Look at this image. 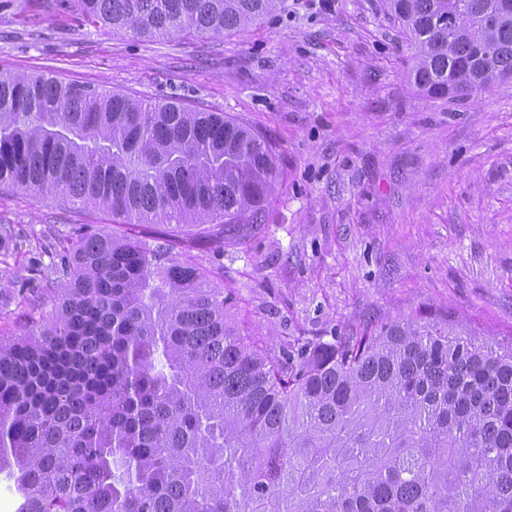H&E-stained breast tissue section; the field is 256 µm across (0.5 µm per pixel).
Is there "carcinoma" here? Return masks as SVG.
I'll use <instances>...</instances> for the list:
<instances>
[{
    "label": "carcinoma",
    "instance_id": "1",
    "mask_svg": "<svg viewBox=\"0 0 512 512\" xmlns=\"http://www.w3.org/2000/svg\"><path fill=\"white\" fill-rule=\"evenodd\" d=\"M148 39L283 0H77ZM417 91L512 79V0H385ZM271 142L222 112L0 69V187L169 226L86 232L51 313L0 340L17 512H512V339L451 315L272 345L191 255L261 223Z\"/></svg>",
    "mask_w": 512,
    "mask_h": 512
}]
</instances>
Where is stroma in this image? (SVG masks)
Returning a JSON list of instances; mask_svg holds the SVG:
<instances>
[{
    "mask_svg": "<svg viewBox=\"0 0 512 512\" xmlns=\"http://www.w3.org/2000/svg\"><path fill=\"white\" fill-rule=\"evenodd\" d=\"M221 37L144 40L76 0H0V68L248 122L276 148L264 220L196 250L274 344L449 313L512 337V80L462 102L409 81L383 0H285ZM110 214L0 191V340L51 310L72 242Z\"/></svg>",
    "mask_w": 512,
    "mask_h": 512,
    "instance_id": "35a3bbf8",
    "label": "stroma"
}]
</instances>
